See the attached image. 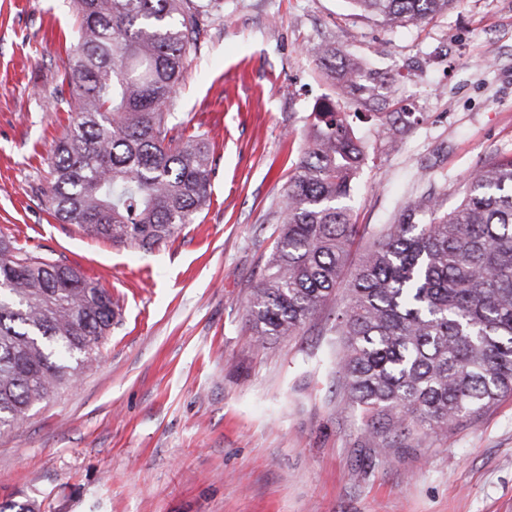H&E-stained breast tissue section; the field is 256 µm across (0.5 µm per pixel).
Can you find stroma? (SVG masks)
Masks as SVG:
<instances>
[{"label": "stroma", "instance_id": "1", "mask_svg": "<svg viewBox=\"0 0 512 512\" xmlns=\"http://www.w3.org/2000/svg\"><path fill=\"white\" fill-rule=\"evenodd\" d=\"M70 0H0V232L78 268L119 321L77 384L0 432V502L39 512H512V397L478 423L391 451L364 436L334 373L324 309L256 343L253 289L277 211L328 101L355 107L310 57L326 43L383 74L346 204L365 232L421 195L456 206L512 155V0H458L427 25L354 17L347 0H217L167 109L214 152L194 223L144 251L58 223L41 190L69 124Z\"/></svg>", "mask_w": 512, "mask_h": 512}]
</instances>
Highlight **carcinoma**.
Here are the masks:
<instances>
[{"label":"carcinoma","instance_id":"obj_1","mask_svg":"<svg viewBox=\"0 0 512 512\" xmlns=\"http://www.w3.org/2000/svg\"><path fill=\"white\" fill-rule=\"evenodd\" d=\"M213 0H73L77 38L65 81L71 123L57 142L50 214L84 234L142 250L193 223L209 197L210 147L166 103ZM361 17L419 25L457 0H349ZM341 96L377 101L378 71L309 46ZM365 152L346 113L315 112L278 211L268 274L254 288L255 341L293 336L333 300L360 227L349 198ZM117 305L75 267L0 235V431L71 387L97 359ZM336 380L380 448L445 432L512 394V155L469 178L447 212L408 205L364 254L332 326Z\"/></svg>","mask_w":512,"mask_h":512}]
</instances>
